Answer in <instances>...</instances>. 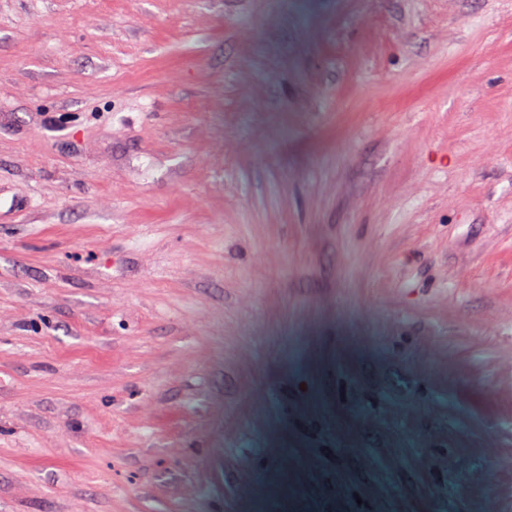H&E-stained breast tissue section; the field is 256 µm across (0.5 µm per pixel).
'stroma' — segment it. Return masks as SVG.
Wrapping results in <instances>:
<instances>
[{"instance_id": "stroma-1", "label": "stroma", "mask_w": 512, "mask_h": 512, "mask_svg": "<svg viewBox=\"0 0 512 512\" xmlns=\"http://www.w3.org/2000/svg\"><path fill=\"white\" fill-rule=\"evenodd\" d=\"M0 512H512V0H0Z\"/></svg>"}]
</instances>
